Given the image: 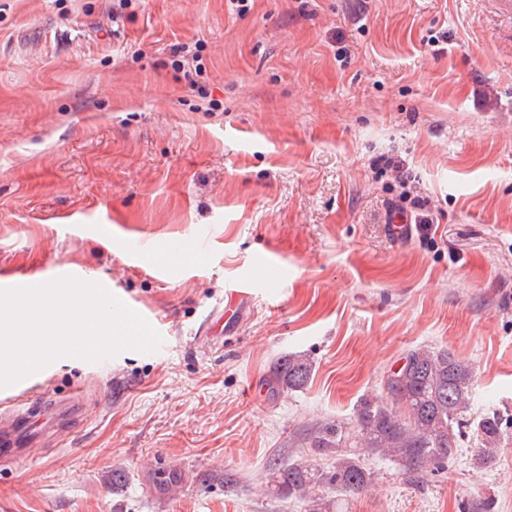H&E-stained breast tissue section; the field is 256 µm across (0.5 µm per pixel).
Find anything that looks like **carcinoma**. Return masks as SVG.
Returning <instances> with one entry per match:
<instances>
[{
  "label": "carcinoma",
  "instance_id": "1",
  "mask_svg": "<svg viewBox=\"0 0 512 512\" xmlns=\"http://www.w3.org/2000/svg\"><path fill=\"white\" fill-rule=\"evenodd\" d=\"M405 360L386 398L359 401L352 425L328 422L306 435L314 451L336 457L333 466L320 469L308 459L277 462L268 475L271 492L302 503L305 512H341L318 490L332 487L345 497L366 490L374 481L363 460L366 454L389 460L413 476L441 469L455 458L461 438L457 427L472 398V368L454 353L428 346L409 352ZM311 373L307 358L291 354L275 363L268 385L277 394L298 391ZM511 428L512 417L485 414L477 424L481 448L474 463L492 465Z\"/></svg>",
  "mask_w": 512,
  "mask_h": 512
}]
</instances>
